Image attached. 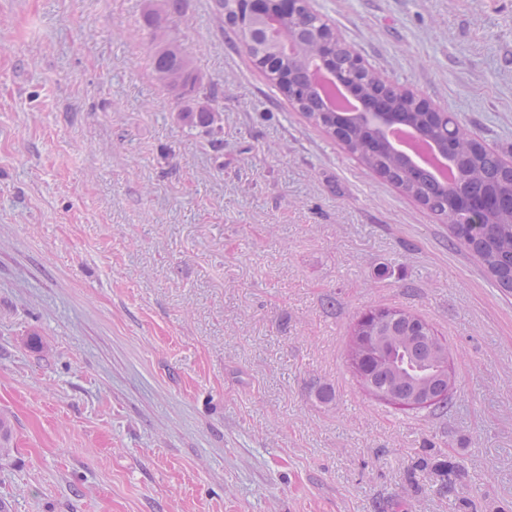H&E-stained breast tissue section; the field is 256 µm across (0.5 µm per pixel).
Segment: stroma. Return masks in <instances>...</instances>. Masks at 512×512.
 <instances>
[{
	"instance_id": "stroma-1",
	"label": "stroma",
	"mask_w": 512,
	"mask_h": 512,
	"mask_svg": "<svg viewBox=\"0 0 512 512\" xmlns=\"http://www.w3.org/2000/svg\"><path fill=\"white\" fill-rule=\"evenodd\" d=\"M309 6L512 165V0ZM152 7L0 0V500L512 512V292L298 112L216 0H182L169 32L215 93L211 147L155 78ZM379 306L447 341L448 409L365 391L347 347Z\"/></svg>"
}]
</instances>
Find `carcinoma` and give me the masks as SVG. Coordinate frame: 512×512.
<instances>
[{
	"label": "carcinoma",
	"instance_id": "1",
	"mask_svg": "<svg viewBox=\"0 0 512 512\" xmlns=\"http://www.w3.org/2000/svg\"><path fill=\"white\" fill-rule=\"evenodd\" d=\"M180 2L161 0L147 15L150 28L157 29L160 15L178 12ZM238 10V0H218L219 15L232 37L297 110L357 155L368 169L446 219L453 231L451 245L474 253L496 284L512 291V167L471 137L451 113L404 96L372 70L357 69L351 62V51L336 42L329 49L326 65L364 107L387 106L389 111L381 115L363 111L347 117L330 111L311 78L312 67L320 63L316 36L329 27L327 21L302 8L295 16L278 12L274 23L259 15L242 26ZM153 41L152 65L157 80L187 102L180 119L191 128L212 133L218 113L211 106V95L201 93V81L182 46L165 33H154ZM394 124L409 126L416 137L434 143L443 156L451 157L452 179L437 180L396 151L386 135ZM355 327L367 335L431 336L445 343L426 320L402 309L390 310L384 321L369 310ZM355 373L367 376L382 393V400L388 393H411L417 383L433 376L428 343L396 345L384 358L367 355ZM10 440V422L1 416V459L13 452Z\"/></svg>",
	"mask_w": 512,
	"mask_h": 512
}]
</instances>
